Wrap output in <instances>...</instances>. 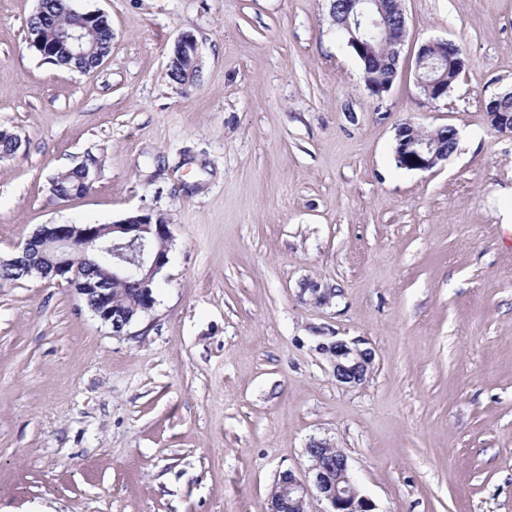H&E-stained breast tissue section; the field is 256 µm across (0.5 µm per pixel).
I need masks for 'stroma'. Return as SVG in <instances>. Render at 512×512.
<instances>
[{
  "label": "stroma",
  "mask_w": 512,
  "mask_h": 512,
  "mask_svg": "<svg viewBox=\"0 0 512 512\" xmlns=\"http://www.w3.org/2000/svg\"><path fill=\"white\" fill-rule=\"evenodd\" d=\"M38 0H0V253L41 224L171 226L154 308L113 335L66 281L0 283V512H269L306 448L343 450L377 512H512V0H404L376 96L328 0H73L112 22L90 72L27 42ZM200 72L174 82L176 40ZM461 43L447 98L420 45ZM449 125L430 171L395 133ZM89 170L87 195L58 175ZM314 288H333L316 302ZM363 339L361 385L319 342ZM177 57L181 59L180 65L184 69L187 80L178 83L187 85L194 81L200 69V56L197 49V44L190 34H183L175 45V56L173 58L176 62ZM448 54V40L430 41L420 46L415 59L419 88L439 86L438 83L444 79V74L439 75V71L446 69ZM496 98V95L491 97L489 99V103H492ZM496 106H495V112H490L489 110H486V112L491 113L490 117L491 119H494L497 115V121L495 122V125L499 127V132H510L512 133V116H504L505 119H503L501 116V112H510L512 113V93L511 91H504L500 93V95L495 100Z\"/></svg>",
  "instance_id": "obj_1"
}]
</instances>
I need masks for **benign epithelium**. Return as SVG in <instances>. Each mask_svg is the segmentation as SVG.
<instances>
[{
	"label": "benign epithelium",
	"instance_id": "7a95c632",
	"mask_svg": "<svg viewBox=\"0 0 512 512\" xmlns=\"http://www.w3.org/2000/svg\"><path fill=\"white\" fill-rule=\"evenodd\" d=\"M382 0H351L354 26L347 27L349 45L354 48L365 69L372 61L386 64L397 71L400 53L407 36L406 20L396 26L385 21ZM37 31L28 40L44 59L55 49L76 59L97 57L102 64L107 55L98 51L89 39L85 16L77 15V23L60 35V43L49 42L41 31L54 27L45 0H39L36 13ZM187 80L194 81L200 69L197 44L190 34L182 35L175 45ZM417 85L428 89L440 83L439 71L448 65V41H430L420 46L416 55ZM402 166L430 171L448 159V127H440V136L426 139L421 129L411 122L396 128ZM172 240L170 224L148 213H134L113 224H42L18 251L8 258L0 257V265L14 270L17 278H25L35 270L42 279L61 278L74 286L87 308L116 336L128 328L154 305L153 284L156 276L169 262ZM85 260L86 266H74V257ZM132 289L127 302L112 295V284ZM317 350L325 356L336 381L360 385L370 374L374 352L362 340L337 339L320 343ZM309 457L311 484H306L293 472L280 475L271 494L270 512H307L310 488L324 499L328 512H375L372 501L361 494L353 480L346 454L325 442L313 441L306 448Z\"/></svg>",
	"mask_w": 512,
	"mask_h": 512
}]
</instances>
